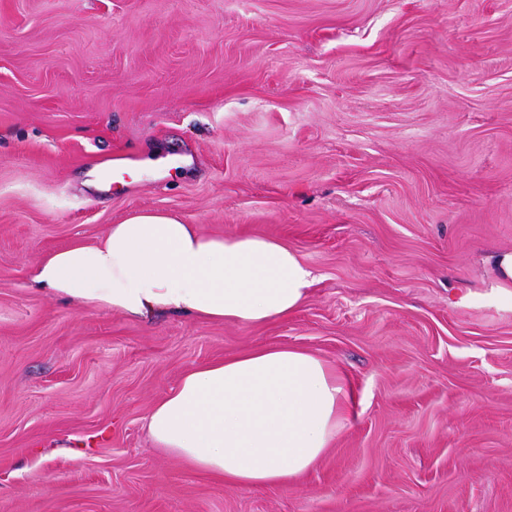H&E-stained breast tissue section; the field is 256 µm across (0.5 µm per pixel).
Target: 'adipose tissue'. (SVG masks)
<instances>
[{"mask_svg":"<svg viewBox=\"0 0 512 512\" xmlns=\"http://www.w3.org/2000/svg\"><path fill=\"white\" fill-rule=\"evenodd\" d=\"M494 286L468 305L512 311V250L490 255ZM316 276L287 244L202 234L175 212L136 210L96 243L47 252L41 297L132 319L167 309L256 326L306 302ZM350 412L339 369L294 347H264L185 374L145 418L153 441L193 471L242 488L283 485L330 448Z\"/></svg>","mask_w":512,"mask_h":512,"instance_id":"obj_1","label":"adipose tissue"}]
</instances>
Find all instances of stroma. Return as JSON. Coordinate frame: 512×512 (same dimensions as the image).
<instances>
[{
  "label": "stroma",
  "mask_w": 512,
  "mask_h": 512,
  "mask_svg": "<svg viewBox=\"0 0 512 512\" xmlns=\"http://www.w3.org/2000/svg\"><path fill=\"white\" fill-rule=\"evenodd\" d=\"M172 168L86 184L118 161ZM165 209L316 279L258 326L36 295L49 250ZM512 0H0V512H512ZM304 349L348 422L284 486L155 447L182 375ZM495 285L487 293L468 294L462 301L468 305L495 307L512 311V250L498 251L488 258Z\"/></svg>",
  "instance_id": "obj_1"
}]
</instances>
